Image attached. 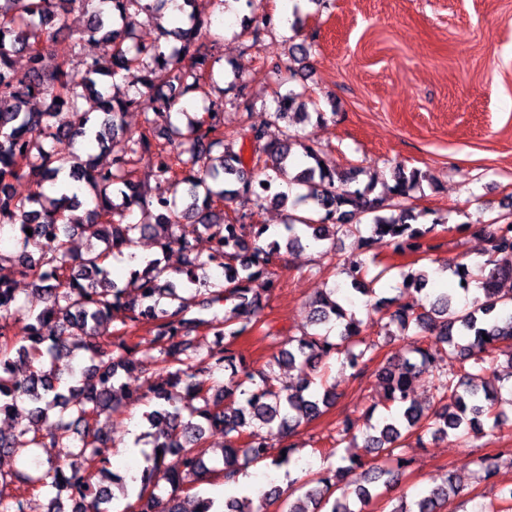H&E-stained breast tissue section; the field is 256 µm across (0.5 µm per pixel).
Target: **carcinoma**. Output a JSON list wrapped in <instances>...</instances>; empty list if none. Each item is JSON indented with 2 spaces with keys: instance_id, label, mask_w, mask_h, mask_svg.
I'll return each instance as SVG.
<instances>
[{
  "instance_id": "cac0c4a2",
  "label": "carcinoma",
  "mask_w": 512,
  "mask_h": 512,
  "mask_svg": "<svg viewBox=\"0 0 512 512\" xmlns=\"http://www.w3.org/2000/svg\"><path fill=\"white\" fill-rule=\"evenodd\" d=\"M110 2L105 11L95 0H5L0 5V228L9 226L22 236L23 250L0 253V266L12 263L16 273L30 280L44 300V307L27 315L20 332H11L13 315L20 310L15 281L0 277V417H26L27 423L9 437L0 435V451L16 453L39 448L62 449L63 463L45 470H17L0 479V512H27L28 498L52 485L66 491V501L52 498L48 512H112L108 482L121 483L111 471L112 438L101 426L110 417L140 401L142 393L121 380V373L137 371L152 377V365H164L166 375L149 387L154 408L144 414L151 445L141 486L122 512H183L180 499L182 475L208 472L205 434L224 433L222 474L235 477L249 465L265 463L277 468L300 467L299 448L290 442L299 427L319 418L336 399V392L312 389L309 371L332 356L359 375L373 358L377 344L360 338L363 321L336 301V289L318 292L309 329L290 336L281 355L288 368L299 371L291 388L273 383L272 374L251 368L233 350L235 341L255 325L263 301L278 287L277 269L283 261L280 238L291 249L307 238L321 245L336 237L355 236L359 248L390 247L396 253H415L434 233L441 220L413 226L418 219L411 206L398 212L373 195L374 178L360 185L362 168L337 171L326 168L319 152L296 131L269 141L259 126H250L256 163L248 168L242 156L224 143V100H208L200 114L179 106L184 95L203 90L210 71L203 42L214 45L222 34L211 22L190 13L186 26L161 29V37L173 36L174 46L161 41L144 45L137 41L136 26L142 14L158 18V0H100ZM87 16L90 36L112 42L110 60L83 57L82 82L70 78L71 59L47 62L48 42L66 26L73 10ZM26 57L23 68L15 56ZM136 69L140 88L130 92L116 77ZM95 93L94 106L82 108L85 92ZM299 93L291 89L280 96L275 119L288 118ZM44 100L48 107L34 112L31 102ZM144 113V127L126 134V148L104 163L100 157L74 153L68 160L56 157L53 144L77 136L94 139L101 152L124 129L126 113ZM165 119L164 142H154L155 120ZM313 164L295 171L294 147ZM147 161L149 173L177 188L187 185L186 195L160 198L138 178V165ZM71 177L85 182L93 194V209L79 221L66 212L80 206L77 196L21 197L14 191L20 180L55 182L64 167ZM426 175L399 167L390 192L402 199L420 185ZM296 183L305 187L300 201L308 215L288 216L282 229L268 224H245L242 218H224L218 206L239 201L257 204L255 192L264 187ZM139 205L159 212L154 224L126 221L128 210ZM32 234H27L26 229ZM487 238L486 259L477 275L459 266L452 271L467 294L477 281L481 294L457 306L446 295L425 307L414 299L375 304L387 312L385 335H429L452 347L451 354L463 372H444L437 388L448 393L451 404L440 398L430 408L413 397L412 382L434 362L425 350L415 348L414 358H401L379 373L388 402L381 424L364 437L366 454L382 461L376 465L358 454L339 458L336 468L305 472L295 490L269 484L255 498H232L218 508L214 501L194 496V512H365L373 499V484L394 482L395 471L410 463L400 449L424 445V437L448 432L472 437L498 426L503 377L493 370L497 357L507 358L512 379V294L498 288L512 279V224L474 225ZM210 242L207 255L195 248L197 238ZM85 246H76V238ZM154 240L162 252L177 248L180 266L174 270L181 287L164 277L167 267L154 259L133 278L121 284L111 277L106 260L115 249L131 248L141 238ZM340 274L355 292H373L366 277L368 263L343 257ZM215 268L224 273V284L211 285L198 271ZM202 305L231 308L209 319L190 315L201 288ZM142 325L153 333L157 354H144L141 343L129 333ZM206 330L224 339L219 353H189L198 334ZM480 370L472 374L465 364ZM228 372L224 384L215 386L211 376ZM58 415L48 422L49 412ZM259 424L267 435L250 431ZM416 437L411 443L409 439ZM97 459L96 475L81 473L86 454ZM171 487L165 498L155 490L160 481ZM456 493L453 480L427 489L411 503L391 512H441Z\"/></svg>"
}]
</instances>
